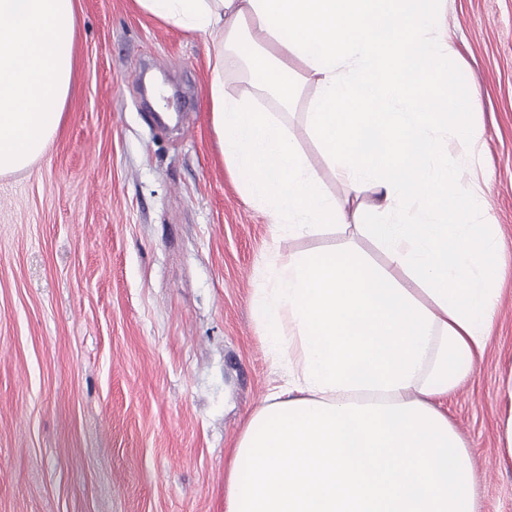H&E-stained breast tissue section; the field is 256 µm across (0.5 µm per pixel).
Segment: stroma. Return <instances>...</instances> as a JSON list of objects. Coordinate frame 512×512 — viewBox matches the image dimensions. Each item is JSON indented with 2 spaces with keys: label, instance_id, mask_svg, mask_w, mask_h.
Here are the masks:
<instances>
[{
  "label": "stroma",
  "instance_id": "1",
  "mask_svg": "<svg viewBox=\"0 0 512 512\" xmlns=\"http://www.w3.org/2000/svg\"><path fill=\"white\" fill-rule=\"evenodd\" d=\"M76 69L45 155L0 176V512H224L242 427L287 372L252 316L277 243L210 121L203 37L134 0H76ZM473 87L484 204L502 242L491 344L443 409L479 466L481 512H512L499 436L512 375V0H435ZM163 78L160 121L143 88ZM285 117L328 193L304 128Z\"/></svg>",
  "mask_w": 512,
  "mask_h": 512
}]
</instances>
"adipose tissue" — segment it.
Masks as SVG:
<instances>
[{"label": "adipose tissue", "instance_id": "obj_1", "mask_svg": "<svg viewBox=\"0 0 512 512\" xmlns=\"http://www.w3.org/2000/svg\"><path fill=\"white\" fill-rule=\"evenodd\" d=\"M207 37L211 124L276 241L336 226L323 253L276 250L252 305L288 380L246 421L224 512H478L473 453L441 403L491 340L500 241L459 222L485 182L462 180L452 142L483 135L447 99L455 51L432 0H136ZM75 0H0V174L41 158L74 73ZM244 66L229 94L224 75ZM305 114L343 200L325 193L279 109ZM384 255L369 262L356 237Z\"/></svg>", "mask_w": 512, "mask_h": 512}]
</instances>
